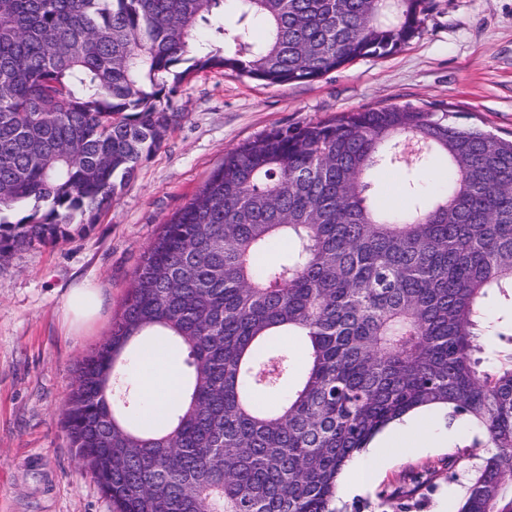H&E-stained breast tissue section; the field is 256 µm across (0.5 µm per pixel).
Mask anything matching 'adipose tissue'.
Returning <instances> with one entry per match:
<instances>
[{
    "label": "adipose tissue",
    "mask_w": 512,
    "mask_h": 512,
    "mask_svg": "<svg viewBox=\"0 0 512 512\" xmlns=\"http://www.w3.org/2000/svg\"><path fill=\"white\" fill-rule=\"evenodd\" d=\"M181 376L174 348L163 341L147 340L139 354L138 392L145 404L144 426L153 427L166 416L177 400Z\"/></svg>",
    "instance_id": "obj_1"
}]
</instances>
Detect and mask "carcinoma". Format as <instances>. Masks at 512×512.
I'll list each match as a JSON object with an SVG mask.
<instances>
[{
  "instance_id": "cac0c4a2",
  "label": "carcinoma",
  "mask_w": 512,
  "mask_h": 512,
  "mask_svg": "<svg viewBox=\"0 0 512 512\" xmlns=\"http://www.w3.org/2000/svg\"><path fill=\"white\" fill-rule=\"evenodd\" d=\"M426 9L0 0V257L95 223L176 124L190 74L311 82L398 51ZM449 117L385 106L272 129L225 151L164 221L63 412L113 512H335L351 459L432 408L485 438L457 512H512V312L493 323L486 307L512 297V140ZM435 157L440 194L410 181L408 207L376 202V170ZM280 241L293 250L269 258ZM155 329L184 348L190 373L146 429L129 369ZM281 336L305 347L297 378Z\"/></svg>"
}]
</instances>
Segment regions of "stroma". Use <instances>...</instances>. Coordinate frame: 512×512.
Listing matches in <instances>:
<instances>
[{"label": "stroma", "mask_w": 512, "mask_h": 512, "mask_svg": "<svg viewBox=\"0 0 512 512\" xmlns=\"http://www.w3.org/2000/svg\"><path fill=\"white\" fill-rule=\"evenodd\" d=\"M180 118L95 224L56 246L0 258V512H112L79 468L62 411L82 360L110 335L140 260L163 222L189 202L226 150L275 127L388 105H432L512 138V0H428L420 33L386 57H366L318 80L287 86L223 69L179 87ZM441 160L374 175L377 195L402 207L415 182L438 194ZM85 283L98 313L72 327L70 288ZM436 448H407L374 465L367 489L339 494L344 512H455L481 461L480 432L450 434L443 414L415 412Z\"/></svg>", "instance_id": "1"}]
</instances>
